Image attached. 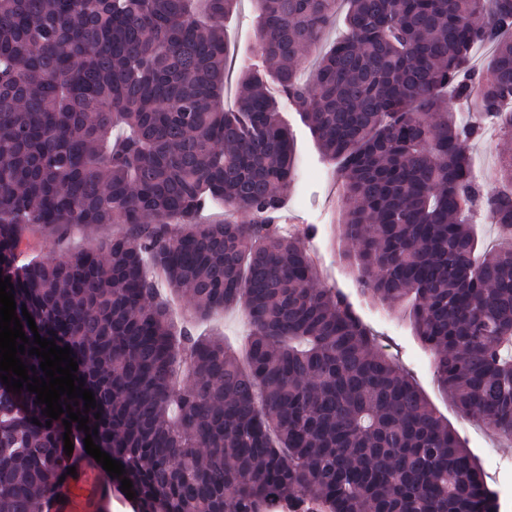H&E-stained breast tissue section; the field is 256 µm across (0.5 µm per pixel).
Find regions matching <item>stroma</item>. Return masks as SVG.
<instances>
[{
  "label": "stroma",
  "mask_w": 512,
  "mask_h": 512,
  "mask_svg": "<svg viewBox=\"0 0 512 512\" xmlns=\"http://www.w3.org/2000/svg\"><path fill=\"white\" fill-rule=\"evenodd\" d=\"M224 31L232 48L224 90V105L230 109L234 106L236 79L243 67L259 71L265 68L262 58L253 49L256 23L252 0H241L237 12L225 20ZM280 108L294 134L297 176L277 213L279 224L286 227L293 223L300 229L311 224L316 226L317 233L308 245L322 259V285L337 288L350 298L358 314L375 333L383 352L412 376L433 406L448 418L479 457L488 484L496 489L504 484L512 485V444L499 441L485 427L460 417L435 382L430 352L414 339L406 320L378 310L359 298L354 274L339 260L334 244L333 231L341 194L337 166L323 157L296 108L286 101L281 102ZM174 317L177 322L192 326L194 333H222L226 342L238 350L243 348L250 331L245 317L235 309L225 310L201 323L193 320L188 303L181 301L174 307Z\"/></svg>",
  "instance_id": "stroma-1"
}]
</instances>
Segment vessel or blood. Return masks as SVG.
Here are the masks:
<instances>
[{
  "label": "vessel or blood",
  "mask_w": 512,
  "mask_h": 512,
  "mask_svg": "<svg viewBox=\"0 0 512 512\" xmlns=\"http://www.w3.org/2000/svg\"><path fill=\"white\" fill-rule=\"evenodd\" d=\"M69 459L76 469L66 476L47 500L45 512H112V481L109 473L76 451Z\"/></svg>",
  "instance_id": "1"
}]
</instances>
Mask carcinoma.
I'll list each match as a JSON object with an SVG mask.
<instances>
[{
  "label": "carcinoma",
  "mask_w": 512,
  "mask_h": 512,
  "mask_svg": "<svg viewBox=\"0 0 512 512\" xmlns=\"http://www.w3.org/2000/svg\"><path fill=\"white\" fill-rule=\"evenodd\" d=\"M238 2L204 0L201 17L197 0H0V276L25 350L24 307L70 347L96 400L92 439L138 512H500L348 296L317 287L311 229L276 224L295 175L277 97L248 72L237 109L221 106ZM255 2L268 73L338 163L362 295L406 306L438 388L512 441V247L474 232L479 216L512 235V150L489 189L462 149L487 123L512 138V0H346V34L306 82L298 62L336 0ZM486 44V67L468 70ZM209 204L252 219L202 224ZM113 224L125 232L62 260L29 256ZM160 278L201 319L239 308L244 349L176 328ZM35 400L0 382V512H37L67 474L68 413L51 420Z\"/></svg>",
  "instance_id": "obj_1"
}]
</instances>
